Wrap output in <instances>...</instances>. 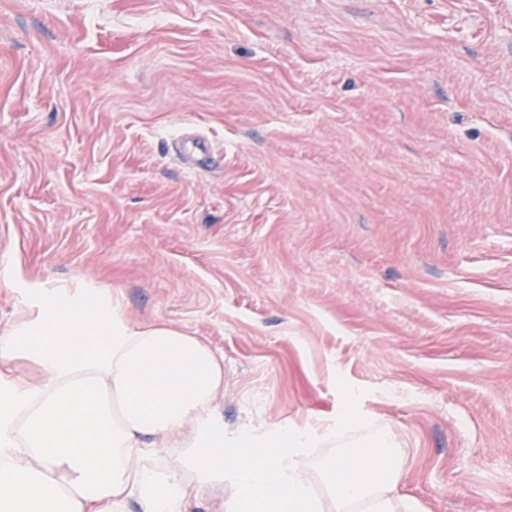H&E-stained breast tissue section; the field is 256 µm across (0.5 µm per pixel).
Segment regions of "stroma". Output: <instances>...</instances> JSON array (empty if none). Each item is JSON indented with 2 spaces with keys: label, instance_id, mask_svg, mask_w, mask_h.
Listing matches in <instances>:
<instances>
[{
  "label": "stroma",
  "instance_id": "35a3bbf8",
  "mask_svg": "<svg viewBox=\"0 0 512 512\" xmlns=\"http://www.w3.org/2000/svg\"><path fill=\"white\" fill-rule=\"evenodd\" d=\"M0 327L92 280L224 357V432L386 429L512 512V0H0Z\"/></svg>",
  "mask_w": 512,
  "mask_h": 512
}]
</instances>
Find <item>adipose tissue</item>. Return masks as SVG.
Segmentation results:
<instances>
[{"mask_svg":"<svg viewBox=\"0 0 512 512\" xmlns=\"http://www.w3.org/2000/svg\"><path fill=\"white\" fill-rule=\"evenodd\" d=\"M31 313L0 328V512H190L231 485L224 512H425L401 494L386 433L325 466V500L296 463L322 433L275 426L224 434V359L167 324L132 325L103 287L34 286ZM40 379L10 375L15 359ZM183 433L182 469L144 465ZM271 450L243 454L242 444Z\"/></svg>","mask_w":512,"mask_h":512,"instance_id":"obj_1","label":"adipose tissue"}]
</instances>
